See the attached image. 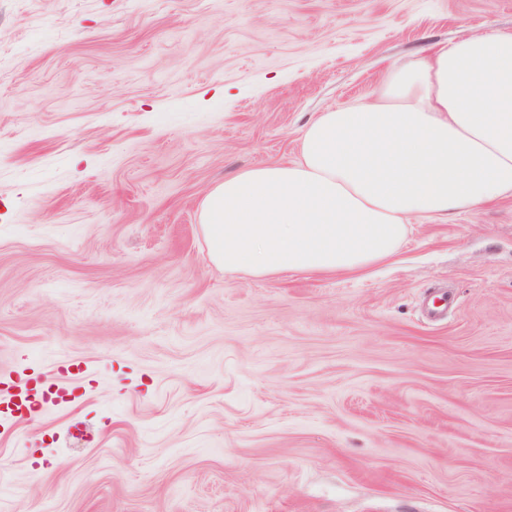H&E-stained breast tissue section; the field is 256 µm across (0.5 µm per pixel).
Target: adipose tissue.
I'll return each instance as SVG.
<instances>
[{
    "label": "adipose tissue",
    "mask_w": 512,
    "mask_h": 512,
    "mask_svg": "<svg viewBox=\"0 0 512 512\" xmlns=\"http://www.w3.org/2000/svg\"><path fill=\"white\" fill-rule=\"evenodd\" d=\"M512 196V29L387 67L353 106L317 113L294 160L226 176L202 233L225 272L346 273L388 260L415 218Z\"/></svg>",
    "instance_id": "adipose-tissue-1"
}]
</instances>
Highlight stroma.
Listing matches in <instances>:
<instances>
[{
	"mask_svg": "<svg viewBox=\"0 0 512 512\" xmlns=\"http://www.w3.org/2000/svg\"><path fill=\"white\" fill-rule=\"evenodd\" d=\"M512 0H0V512H512V198L357 273L210 259L205 195Z\"/></svg>",
	"mask_w": 512,
	"mask_h": 512,
	"instance_id": "stroma-1",
	"label": "stroma"
}]
</instances>
